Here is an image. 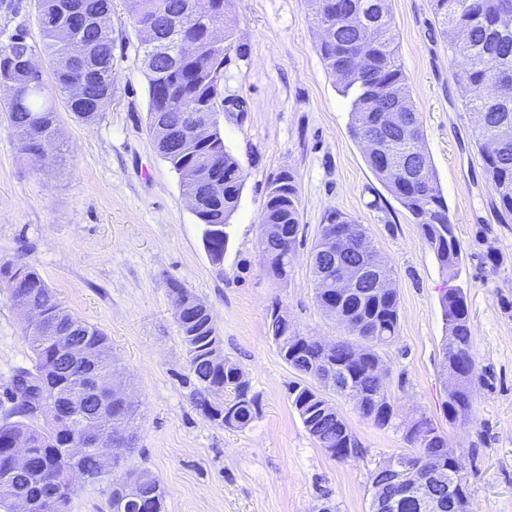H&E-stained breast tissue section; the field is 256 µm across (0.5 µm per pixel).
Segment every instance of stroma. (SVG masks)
I'll use <instances>...</instances> for the list:
<instances>
[{
	"instance_id": "1",
	"label": "stroma",
	"mask_w": 512,
	"mask_h": 512,
	"mask_svg": "<svg viewBox=\"0 0 512 512\" xmlns=\"http://www.w3.org/2000/svg\"><path fill=\"white\" fill-rule=\"evenodd\" d=\"M390 8L462 251L456 283L476 359L470 409L448 417L440 304L447 276L352 138L349 102L323 64L307 0H229L226 8L234 36L224 95L232 104L218 122L244 182L219 265L148 131L139 37L124 0H112V27L122 37L102 117L82 123L55 98L62 158L45 164L23 157L0 121V265L33 267L63 307L105 332L138 407L135 448L108 478L76 484L68 512H112L111 480L140 471L159 480L166 512H318L326 502L336 512H368L372 472L409 451L404 423L419 414L462 461L471 512H512V222L496 216V195L474 149V115L429 0H391ZM19 31L41 49L35 0H0V48ZM283 170L298 182L301 243L287 280L278 281L265 271L257 241L267 183ZM337 214L364 225L399 294L398 334L378 349L398 420L376 427L351 401L329 393L362 448L345 461L303 426L288 398L297 376L268 333L276 306L303 335L343 338L315 301L308 265L322 225ZM171 279L211 307L225 358L238 364L259 401L248 426L219 425L196 405ZM32 357L23 319L0 288V418L11 406L15 371L31 367Z\"/></svg>"
}]
</instances>
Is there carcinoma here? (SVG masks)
Instances as JSON below:
<instances>
[{
	"instance_id": "cac0c4a2",
	"label": "carcinoma",
	"mask_w": 512,
	"mask_h": 512,
	"mask_svg": "<svg viewBox=\"0 0 512 512\" xmlns=\"http://www.w3.org/2000/svg\"><path fill=\"white\" fill-rule=\"evenodd\" d=\"M127 14L134 26L149 21L164 28L175 17L181 18L185 34L192 40L193 51L174 64L157 61L145 67L148 78V127H154L156 117H168L163 138L156 140L160 155L177 172H191L181 179L184 194L200 200L195 211L199 223L216 228L215 235L204 238L211 261L219 264L229 234V220L238 207L243 186L242 168L235 157L224 150V137L217 122L198 130L197 112L215 114L224 106V59L230 49V35L216 37L224 29V0H124ZM73 7H64V0H36L43 36V50L48 59L52 80L46 83L38 74L21 66L22 59L34 50L19 32L0 49V84L17 86V98L4 103L7 127L17 137L20 150L40 164L57 149L56 94L71 100L74 74L69 47L57 34L66 28L74 39L93 45L98 68L96 85L88 100L68 105L76 119L96 122L112 102L115 38L111 13L112 0H71ZM431 10L441 33L455 25L468 31L463 43L449 42L460 70L456 80L464 92L465 107L483 113V125L474 134V145L482 161L483 172L499 201L498 216L505 223L512 218V103H492L484 97L485 85L494 77H512V0H430ZM356 11L373 26L378 38L361 41L358 33L334 18V33L321 41L319 52L326 70L332 74L344 70L340 77L342 93L351 96L350 133L361 140L364 123L383 121L390 111L392 95L403 93L409 123L414 126L413 138L390 135L391 155L409 159L414 174L384 175L376 159L365 160L386 190L419 224L436 261L445 273L453 275L461 260V249L449 217L436 171L425 148V133L420 112L412 97L407 76L394 46L393 18L388 0H321L311 11L315 25L325 22L332 12ZM364 55L370 61L368 69L351 70L350 58ZM193 136L198 145L195 153L180 150L183 138ZM216 181L224 182V193L211 190ZM300 198L297 179L288 172L287 182L279 183L274 176L268 183L262 216V232L258 240L260 253L273 269V277L284 280L292 262L289 252L296 249L300 232ZM315 300L319 307H336V323L356 340H338L327 350L311 336L297 331L285 332L278 322L269 320L268 332L282 359L299 376L315 385L296 382L289 387L288 399L296 409L309 434L332 456L346 460L359 452V443L340 414H313L321 403L320 390H331L352 401L360 415L383 428L395 418L386 386V375L374 371L380 356L376 347L390 343L396 336L399 319L398 291L390 295L368 292L362 298L342 299L336 283H323L326 261L314 245L309 255ZM0 284L5 285L11 300H24L40 308L45 315L39 323L26 326L34 355L32 368H20L12 379L9 399L13 407L0 422V468L8 460L11 444L24 437L36 444L28 471L19 480L20 494L32 499L62 498L70 502L73 487L66 478V463L59 457L62 448L70 447L77 432L52 423L38 421L32 405L40 400L58 403L57 387L73 384L59 360V346L74 341L95 352L109 348L108 338L98 327L65 311L53 295L47 282L32 267L0 266ZM179 292L189 300V306L177 321L183 345L196 344L202 352L189 361L190 372L197 383L198 405L215 420L220 414L218 402L224 391H233L231 415L221 420L226 427L244 428L257 415L258 404L250 394L249 382L240 367L228 360L208 359L207 346L213 339V328L198 309L200 298L188 289ZM443 317L448 331L444 346L443 368L447 372L460 370L466 379L453 400L448 402V418L466 411L472 400V381L476 369L473 342L469 328L468 306L461 289L451 287L441 296ZM406 436L415 445L414 456L437 454L448 447V439L424 415L416 423H407ZM138 485L140 502L132 512H163L165 493L159 481L148 473L128 475L123 481L112 482L110 507L112 512H127L120 503L118 490L125 485ZM372 495L391 497L393 487L380 472L371 475Z\"/></svg>"
}]
</instances>
